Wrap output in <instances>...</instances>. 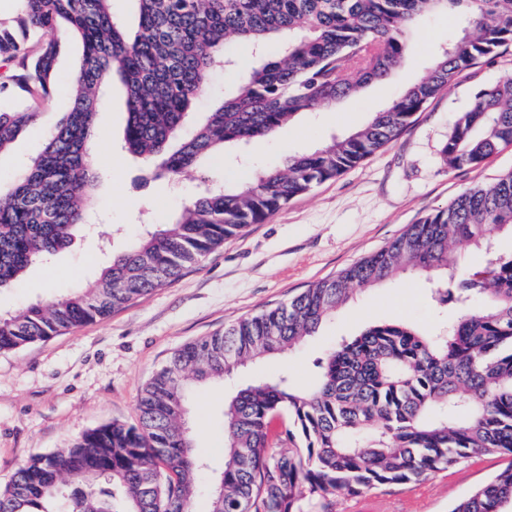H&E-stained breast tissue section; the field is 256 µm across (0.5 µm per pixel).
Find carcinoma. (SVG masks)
<instances>
[{
	"mask_svg": "<svg viewBox=\"0 0 512 512\" xmlns=\"http://www.w3.org/2000/svg\"><path fill=\"white\" fill-rule=\"evenodd\" d=\"M21 2L16 20H0V99L24 100L0 112V154L57 90L63 42L79 41L82 56L69 110L41 153L0 183V292L90 223L96 117L113 79L125 92L124 150L175 183L392 78L423 17L457 13L462 33L360 128L242 181L204 183L171 222L113 254L93 287L0 311V352L104 318L175 281L224 240L392 144L459 74L512 44V0H133L132 31L112 0ZM234 47L258 62L198 122L195 101ZM511 144L510 75L474 96L442 153L455 171ZM492 231L512 236V173L466 190L337 276L175 351L143 390L138 424H105L31 457L0 489V512H194L200 462L185 427L189 390L287 354L357 293L403 273L426 277L438 301L458 309L448 330L376 323L317 360L304 386L286 371L238 384L222 409L224 467L209 512H309L338 493L417 482L478 454L512 456V253L491 251ZM470 248L489 255L484 265L461 264ZM508 504L512 466L451 512Z\"/></svg>",
	"mask_w": 512,
	"mask_h": 512,
	"instance_id": "cac0c4a2",
	"label": "carcinoma"
}]
</instances>
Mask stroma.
<instances>
[{"instance_id": "obj_1", "label": "stroma", "mask_w": 512, "mask_h": 512, "mask_svg": "<svg viewBox=\"0 0 512 512\" xmlns=\"http://www.w3.org/2000/svg\"><path fill=\"white\" fill-rule=\"evenodd\" d=\"M458 28L453 15L426 16L417 30L412 59L397 76L371 85L336 109L307 113L275 137L242 145L240 156L261 167L351 132L422 77L431 54ZM81 52L77 41L63 45L57 63L60 87L41 106L35 125L0 155V180L9 179L42 150L67 112L65 87ZM509 74L512 45L463 72L414 116L394 143L295 198L265 223L225 240L180 279L104 319L0 353V488L34 455L68 447L83 432L103 424L137 423L144 387L176 349L338 275L461 192L512 172V145L467 171L449 170L442 154L473 95ZM106 106L97 118L99 136L93 148L100 173L95 233L77 236L51 266L32 267L19 287L0 293L1 309L17 310L37 299L92 287L111 251L137 237L145 225L165 223L196 191L197 172L185 173L175 191L150 178L123 150L126 108L120 84H113ZM454 316V310L438 307L425 279L404 275L356 294L316 335L287 357L269 360L258 372L272 375L286 367L303 385L313 376L315 360L366 326L401 320L438 332ZM234 386L231 379L212 383L190 398L197 453L209 463L197 474L198 512H205L211 484L223 467L221 412L224 395ZM511 465V457L482 454L415 483L358 496L336 495L328 512H449L454 503Z\"/></svg>"}]
</instances>
